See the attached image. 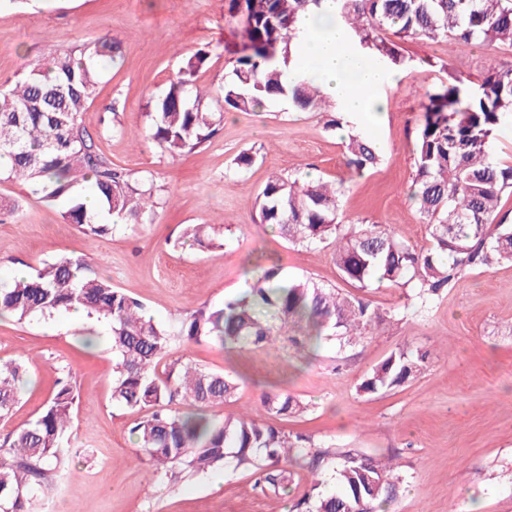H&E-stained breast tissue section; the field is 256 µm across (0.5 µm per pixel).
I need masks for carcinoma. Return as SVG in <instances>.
<instances>
[{
    "mask_svg": "<svg viewBox=\"0 0 512 512\" xmlns=\"http://www.w3.org/2000/svg\"><path fill=\"white\" fill-rule=\"evenodd\" d=\"M325 0H229L241 17L237 41L224 45L231 70L220 95L224 106L241 112L287 101L299 111H319L325 97L311 72L293 56L301 39V13L322 8ZM336 17L358 37L371 61L394 69L407 66L401 42L445 39L457 48L488 43L512 47V0H333ZM391 35H386V31ZM118 47L103 36L92 44L60 54L51 64L29 66L10 87L0 89V159L7 180L26 182L45 202L64 201L63 217L92 239L120 224H152L154 186L112 167L95 149L81 124L98 79V62L114 61ZM206 61L198 54L170 81L166 92L150 98L148 138L172 155L190 153L218 130L221 117L202 104L196 71ZM512 124V64L490 71L480 84L448 70L446 82L425 94L416 131L415 175L410 199L428 226L432 247L416 249L377 224L338 222L344 185L273 176L257 196L259 223L272 226L293 244L332 241L336 266L344 280L365 289L376 282L410 286L426 301L469 275L477 266L512 262V225L501 214L503 195L512 196V164L500 162L491 141ZM347 165L361 173L380 161L375 146L361 133L348 137ZM89 188L109 219L88 215L82 191ZM183 236L198 250L223 244L207 226L191 224ZM83 308L90 318L110 323L113 365L112 400L142 414L132 428L137 447L152 474L178 471L196 475L219 469L228 455L237 465L255 466L254 451L265 454L257 483L284 488L288 466L303 459L312 471L328 452L306 445L301 434L287 435L250 417L220 421L202 413L181 412L180 404H221L237 391L236 381L177 358L164 373L158 363L171 351L173 335L188 342L213 340L223 347L268 345L274 328L257 316L274 309L283 322H306L308 335L336 337L356 345L373 335L383 317L362 298L342 295L312 280L281 281L274 265L255 274L240 297L216 309L200 308L173 332L148 316L144 305L94 271L81 257H59L27 278L0 286V316L20 321L33 316ZM423 353H391L362 382L376 394L404 384L418 373ZM25 357L0 360V418L18 403ZM264 408L276 416H294L305 406L287 393L264 392ZM76 402L72 376L56 381L43 412L0 443V512H37V488L53 494L49 472L64 467V443L70 439ZM338 494L305 497L295 512H382L395 500L402 479L390 466L351 450L338 457Z\"/></svg>",
    "mask_w": 512,
    "mask_h": 512,
    "instance_id": "1",
    "label": "carcinoma"
}]
</instances>
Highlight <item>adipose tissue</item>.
Returning <instances> with one entry per match:
<instances>
[{"instance_id": "ef3b65f1", "label": "adipose tissue", "mask_w": 512, "mask_h": 512, "mask_svg": "<svg viewBox=\"0 0 512 512\" xmlns=\"http://www.w3.org/2000/svg\"><path fill=\"white\" fill-rule=\"evenodd\" d=\"M303 39L295 47L301 62L312 65L323 93L356 119L373 118L383 109L388 70L364 58L351 31L337 23L332 5L301 16Z\"/></svg>"}]
</instances>
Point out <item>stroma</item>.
<instances>
[{
	"label": "stroma",
	"instance_id": "35a3bbf8",
	"mask_svg": "<svg viewBox=\"0 0 512 512\" xmlns=\"http://www.w3.org/2000/svg\"><path fill=\"white\" fill-rule=\"evenodd\" d=\"M228 0H0V83L53 55L109 36L116 62L100 65L81 124L114 167L151 180L155 220L130 224L93 240L41 201L26 184L0 181V197L20 208L0 215V279L16 268L34 272L68 255L85 258L113 286L141 300L155 321L175 328L201 307L219 308L244 294L259 269L278 265L286 278L351 292L327 243L291 245L260 224L256 197L269 177L308 174L343 181L341 223L378 224L410 245L429 247L425 224L409 199L416 126L426 92L454 69L480 83L494 67L512 64V50L408 39L411 68L385 86L382 119L360 121L377 145L379 163L355 174L346 164L347 129L328 130L327 112H300L279 102L248 112L225 111L219 90L230 69L224 44L239 27ZM208 55L196 74L203 104L224 115L218 133L194 152L173 156L152 140L129 136L147 125V102L162 93L197 52ZM252 165L236 170L239 153ZM207 224L219 249L184 244L186 225ZM385 323L353 347L337 341L305 347L304 323L266 319L271 346L227 350L217 342L172 341V358L239 377V389L209 407L221 418L249 413L287 433H302L328 450L320 484L292 465L286 488L260 490L252 470L226 458L223 468L189 479L155 480L131 433L138 416L113 403L112 350L103 320L74 323L69 313L19 322L0 318V359L28 355V381L0 438L26 427L43 410L62 373L78 394L67 469L41 512H291L301 498L336 493L332 467L348 449L394 462L405 480L388 512H512V262L474 268L431 302L412 288L374 283L362 293ZM422 352V370L396 389L367 394L360 385L390 353ZM265 391H285L305 412L269 413Z\"/></svg>",
	"mask_w": 512,
	"mask_h": 512
}]
</instances>
